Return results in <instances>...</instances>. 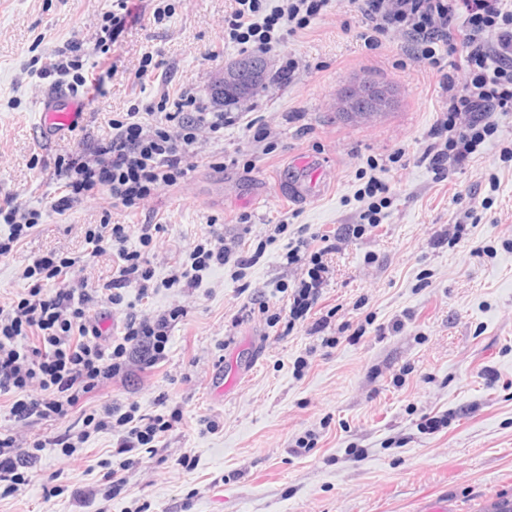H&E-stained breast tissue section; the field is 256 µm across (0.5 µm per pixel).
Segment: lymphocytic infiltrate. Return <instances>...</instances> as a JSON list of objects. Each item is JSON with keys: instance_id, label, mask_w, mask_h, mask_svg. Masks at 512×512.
<instances>
[{"instance_id": "lymphocytic-infiltrate-1", "label": "lymphocytic infiltrate", "mask_w": 512, "mask_h": 512, "mask_svg": "<svg viewBox=\"0 0 512 512\" xmlns=\"http://www.w3.org/2000/svg\"><path fill=\"white\" fill-rule=\"evenodd\" d=\"M236 7L224 19V37L240 51H270L279 41L283 27L308 26L321 16L330 0H283L265 8L263 0H235ZM350 11L364 26L359 37L374 47L381 39L399 35L404 50L424 61L439 78L447 94L442 120L430 132L431 146L424 154L434 175L465 167L487 138L495 133L489 116L512 112V8L506 0H346ZM85 53L79 42L64 44L43 77L68 78L70 91L89 88L100 91L98 78L83 76ZM157 112L162 123L147 127L139 110L113 121L111 131L89 144L79 145L68 157L56 159L54 173L63 182L51 203L56 214H64L74 203L105 192L125 208H136L158 189L184 179L191 165L189 148L198 130L223 133L232 116L227 110L206 105L187 90L174 101L160 99ZM41 210L28 208L16 199L0 202V222L9 233L0 237V258L40 223ZM131 227L90 228L86 238L95 251L115 249L120 261L119 274L99 288L85 283L60 285L59 279L75 265L72 257L55 253L33 261L24 276L31 282L18 296L10 311H0V396L9 394L10 428L0 429V498L21 491L29 482V472L46 447L73 455L92 434L109 430L117 436L112 455L115 466L103 474L104 504L98 512H109L108 502L126 486L125 474L140 467L145 454L153 453L161 433L182 418L180 410L168 417L145 419L136 405L120 409L109 405L89 415L81 426H68L64 432L44 441L20 439L17 429L39 421H57L97 387L124 372L131 359L148 367L165 356L174 322L183 309L175 307L155 316L129 315L118 343L102 345L101 333L90 316L97 302L122 304L129 289L146 295L154 273L143 250L153 242L151 225L140 227V248H127ZM304 239L289 243L287 264L301 268L292 293L285 324L293 331L317 305L329 268L321 254H306ZM189 268L176 270L169 286L197 284L212 267L229 261L248 265L245 257H233L220 231H212L189 254Z\"/></svg>"}]
</instances>
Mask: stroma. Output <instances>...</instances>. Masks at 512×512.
Returning a JSON list of instances; mask_svg holds the SVG:
<instances>
[{
  "label": "stroma",
  "instance_id": "1",
  "mask_svg": "<svg viewBox=\"0 0 512 512\" xmlns=\"http://www.w3.org/2000/svg\"><path fill=\"white\" fill-rule=\"evenodd\" d=\"M120 41L97 46L114 0H0V202L40 209V224L0 259V309L30 285L23 272L54 252L76 258L68 282L97 286L118 267L112 252L93 253L85 239L95 224L131 225L128 248L141 247L138 225H154L145 255L155 291L125 302L95 304L103 343L120 340L127 312L156 315L180 307L164 360L131 363L67 420L21 428L23 439H49L67 424L112 404H137L151 418L180 409L142 468L130 473L111 512L147 504L149 512H425L447 501L450 512H481L512 498V112H495V133L466 167L435 178L419 158L441 119L439 78L409 58L400 37L365 47L361 20L332 0L308 27L284 34L265 53L261 85L237 96L241 119L214 137L200 131L192 169L160 188L139 209L108 195L85 199L58 215L50 200L61 183L49 166L80 140L108 132L131 107L193 90L203 100L222 94L224 69L239 58L224 41L234 0H131ZM164 11L154 20V11ZM82 43L103 91L85 101L77 126L44 139L36 131L38 96L52 86L38 69L51 67L65 41ZM155 68L139 70L145 56ZM298 63L289 78L276 71ZM390 91L386 110L368 119L337 114L345 89L364 79ZM268 136L253 140L248 120ZM322 159L328 179L316 197L297 198V162ZM389 187L381 222L360 238L344 228L360 221L368 176ZM497 191H490V182ZM286 225L276 234V225ZM465 239L449 245L454 225ZM221 230L235 257H262L249 268L234 260L213 267L200 285L167 287L211 229ZM305 239L324 253L328 281L312 319L329 318L324 346L306 326L285 333L269 313L288 310L300 267L287 265L289 242ZM268 313H260V306ZM364 328L349 341L345 331ZM306 360L296 371L297 360ZM237 384L211 395L217 371ZM452 413L447 429L428 434L423 416ZM314 434L309 452L298 440ZM111 432L91 435L73 456L48 448L29 485L0 499V512H94L98 460L110 458ZM187 466H180V458ZM67 491L48 496L51 476Z\"/></svg>",
  "mask_w": 512,
  "mask_h": 512
}]
</instances>
